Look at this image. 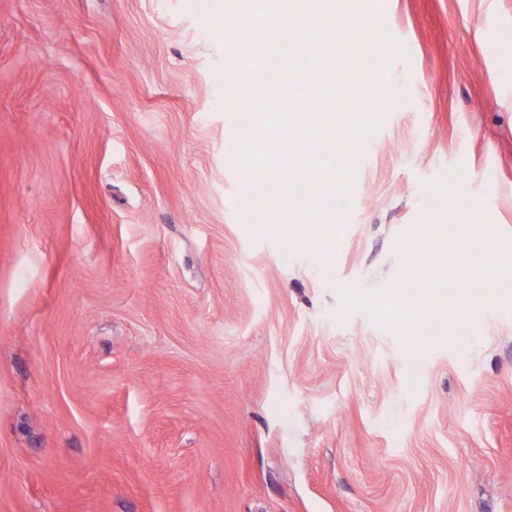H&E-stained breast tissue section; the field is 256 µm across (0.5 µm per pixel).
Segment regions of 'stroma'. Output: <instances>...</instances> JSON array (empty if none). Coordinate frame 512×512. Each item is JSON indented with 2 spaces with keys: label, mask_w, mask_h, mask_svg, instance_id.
Segmentation results:
<instances>
[{
  "label": "stroma",
  "mask_w": 512,
  "mask_h": 512,
  "mask_svg": "<svg viewBox=\"0 0 512 512\" xmlns=\"http://www.w3.org/2000/svg\"><path fill=\"white\" fill-rule=\"evenodd\" d=\"M216 7L0 0V512H512V0H350L392 49L380 121L316 127L357 159L333 237L282 210L319 186L240 193L273 143ZM416 228L422 339L378 319Z\"/></svg>",
  "instance_id": "1"
}]
</instances>
